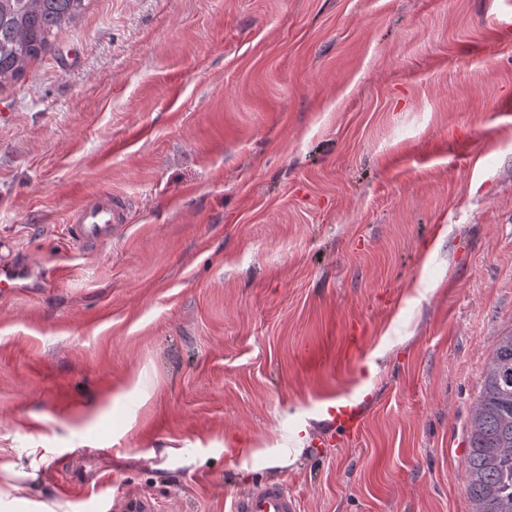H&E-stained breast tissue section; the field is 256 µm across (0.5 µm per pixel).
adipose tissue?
<instances>
[{
  "mask_svg": "<svg viewBox=\"0 0 512 512\" xmlns=\"http://www.w3.org/2000/svg\"><path fill=\"white\" fill-rule=\"evenodd\" d=\"M0 512H75L72 503L41 492V464L32 448L0 454Z\"/></svg>",
  "mask_w": 512,
  "mask_h": 512,
  "instance_id": "obj_1",
  "label": "adipose tissue"
}]
</instances>
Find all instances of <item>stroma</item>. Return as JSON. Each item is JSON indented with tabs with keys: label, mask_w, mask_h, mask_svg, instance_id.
<instances>
[{
	"label": "stroma",
	"mask_w": 512,
	"mask_h": 512,
	"mask_svg": "<svg viewBox=\"0 0 512 512\" xmlns=\"http://www.w3.org/2000/svg\"><path fill=\"white\" fill-rule=\"evenodd\" d=\"M101 189L130 213L85 253ZM0 256L40 271L0 297V448L49 496L229 512L283 476L299 512H470L512 0H87L0 90ZM127 212L126 199L110 190L89 195L69 212L67 230L72 244L90 249L112 241V236L124 227Z\"/></svg>",
	"instance_id": "35a3bbf8"
}]
</instances>
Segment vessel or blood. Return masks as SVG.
Masks as SVG:
<instances>
[{
	"label": "vessel or blood",
	"instance_id": "1",
	"mask_svg": "<svg viewBox=\"0 0 512 512\" xmlns=\"http://www.w3.org/2000/svg\"><path fill=\"white\" fill-rule=\"evenodd\" d=\"M125 198L100 190L70 210L67 230L71 242L80 249H90L111 241L127 220ZM27 275L12 261L0 259V295L10 292ZM297 499L280 480L261 482L240 491L233 499L231 512H298Z\"/></svg>",
	"mask_w": 512,
	"mask_h": 512
}]
</instances>
